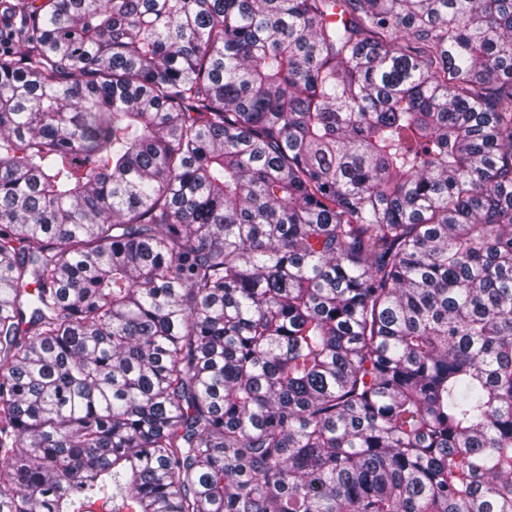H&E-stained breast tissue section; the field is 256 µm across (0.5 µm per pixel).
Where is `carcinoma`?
Wrapping results in <instances>:
<instances>
[{"label": "carcinoma", "instance_id": "obj_1", "mask_svg": "<svg viewBox=\"0 0 512 512\" xmlns=\"http://www.w3.org/2000/svg\"><path fill=\"white\" fill-rule=\"evenodd\" d=\"M0 30V512H512V0Z\"/></svg>", "mask_w": 512, "mask_h": 512}]
</instances>
